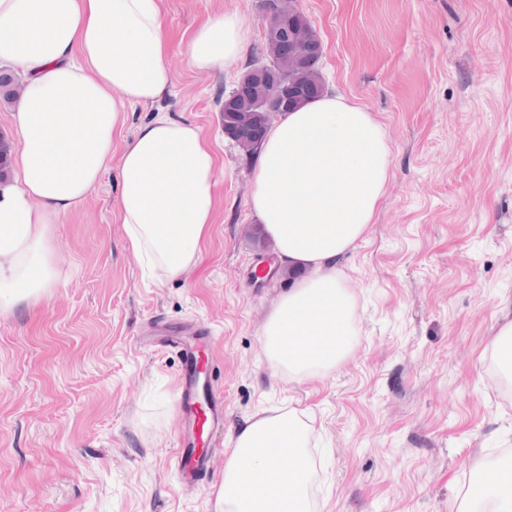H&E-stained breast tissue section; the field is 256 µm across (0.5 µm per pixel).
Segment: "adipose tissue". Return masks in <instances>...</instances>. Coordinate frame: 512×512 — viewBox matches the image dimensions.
Listing matches in <instances>:
<instances>
[{
	"instance_id": "adipose-tissue-1",
	"label": "adipose tissue",
	"mask_w": 512,
	"mask_h": 512,
	"mask_svg": "<svg viewBox=\"0 0 512 512\" xmlns=\"http://www.w3.org/2000/svg\"><path fill=\"white\" fill-rule=\"evenodd\" d=\"M250 30L234 12L205 20L188 47L193 69L243 58ZM161 0H0V63L26 73L12 124V174L0 181V313H15L60 280L52 226L117 168L119 218L143 274L162 283L196 265L213 222L216 154L201 128L159 115L113 156L125 104L151 105L173 82ZM382 125L327 95L274 122L248 203L280 265L306 277L279 297L262 354L294 383L326 376L355 349L357 300L337 263L374 223L391 172ZM496 386L512 388V318L486 349ZM318 432L304 411L262 409L233 429L216 512H320L313 495ZM479 492L456 512H512V461L475 457Z\"/></svg>"
}]
</instances>
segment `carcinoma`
<instances>
[{
	"label": "carcinoma",
	"instance_id": "obj_1",
	"mask_svg": "<svg viewBox=\"0 0 512 512\" xmlns=\"http://www.w3.org/2000/svg\"><path fill=\"white\" fill-rule=\"evenodd\" d=\"M265 16L261 64L248 66L235 88L224 97L220 112L224 135L245 157L257 154L271 128L269 113L291 112L324 95L321 75L323 45L308 17L293 0H261ZM291 58L282 70L281 58ZM19 84L8 70H0V101L18 96ZM12 144L0 135V180L9 172Z\"/></svg>",
	"mask_w": 512,
	"mask_h": 512
}]
</instances>
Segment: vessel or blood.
Here are the masks:
<instances>
[{
    "instance_id": "1",
    "label": "vessel or blood",
    "mask_w": 512,
    "mask_h": 512,
    "mask_svg": "<svg viewBox=\"0 0 512 512\" xmlns=\"http://www.w3.org/2000/svg\"><path fill=\"white\" fill-rule=\"evenodd\" d=\"M161 347L177 350V407L182 427L175 464L180 482L203 486L211 476L217 432L224 424V396L213 375L214 330L204 322L190 326L157 320Z\"/></svg>"
}]
</instances>
